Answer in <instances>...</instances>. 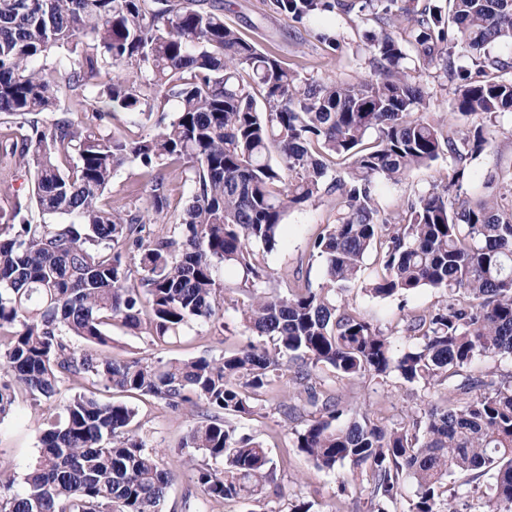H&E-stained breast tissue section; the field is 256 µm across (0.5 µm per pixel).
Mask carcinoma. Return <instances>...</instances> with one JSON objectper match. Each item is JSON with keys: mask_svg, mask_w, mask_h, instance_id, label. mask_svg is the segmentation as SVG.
<instances>
[{"mask_svg": "<svg viewBox=\"0 0 512 512\" xmlns=\"http://www.w3.org/2000/svg\"><path fill=\"white\" fill-rule=\"evenodd\" d=\"M271 5L296 21L335 10L373 16L379 30L366 50L375 78L302 77L227 26L222 0H0V114L15 117V167L31 174L29 193L0 211V419L22 391L44 426L23 492H12L15 473L0 469V512H160L174 475L162 450L131 430L137 409L100 398L102 388L199 417L182 447L203 457L184 464L207 512L266 486L281 500L268 448L229 421L253 414L276 378L294 390L281 405L285 420L309 406L316 415L292 429L296 448L318 469L349 467L338 495L365 483L371 512H391L410 478L417 491L408 512L468 500L469 509L512 512V380L466 371L512 356V183L474 202L434 186L389 217L376 193L379 179L397 182L445 152L461 163L491 143L493 119L512 109V78L465 81L455 114L481 121L462 134L445 131L403 66V43L418 69L441 65L453 75L448 43L479 58L496 41L512 42V0ZM62 48L66 56L51 60ZM63 87L92 121L59 111ZM118 109L161 113L157 131L116 136L108 124ZM332 159L345 163V176L328 177ZM129 162L151 173L145 215L99 203ZM176 162L194 193L173 234H155L147 225L167 215L166 169ZM324 195L336 222L308 251L323 264V284L269 289L264 254L284 243L288 211ZM33 204L36 224L26 218ZM370 253L372 297L440 294L403 319L397 333L415 343L399 355L392 333L347 299ZM220 267L241 280L227 283ZM229 291L245 296L236 311L257 336L238 351L112 356L107 327L144 325L152 342L168 344L192 322L219 320ZM325 369L348 381L396 376L428 395L446 380L448 399L390 428L367 416L342 423ZM65 383L83 390L65 397ZM490 471L493 483L480 485ZM456 472L469 479L449 481Z\"/></svg>", "mask_w": 512, "mask_h": 512, "instance_id": "cac0c4a2", "label": "carcinoma"}]
</instances>
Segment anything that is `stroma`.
Instances as JSON below:
<instances>
[{
    "instance_id": "stroma-1",
    "label": "stroma",
    "mask_w": 512,
    "mask_h": 512,
    "mask_svg": "<svg viewBox=\"0 0 512 512\" xmlns=\"http://www.w3.org/2000/svg\"><path fill=\"white\" fill-rule=\"evenodd\" d=\"M224 22L253 39L262 51L278 57L302 77L322 83H356L372 75L371 56L365 48L364 35L376 29L375 21L336 12L297 22L275 13L270 0H224ZM323 32L330 34V42L320 40L319 35ZM419 80L431 98L435 119L444 126L455 123L456 81L437 68L421 72ZM454 168L452 158L440 156L430 166L413 170L401 181L379 182L378 200L386 212L395 214L408 200L435 185L447 187L449 195L463 198L497 191L502 181L512 178V110L498 114L491 145L469 161L468 178L456 186L451 183ZM147 199L144 169L135 162L115 174L102 197L104 203L134 210L144 209ZM333 221L332 201L327 196L292 208L286 218V241L266 254L267 265L275 272L287 274L289 279L318 287L323 281V265L318 261L305 263L303 257L308 252L311 238ZM438 298V293L429 288L419 289L401 299L374 298L359 286L352 288L348 295L351 303L382 326L394 325L404 313L422 311ZM236 299L233 293L226 296L223 328L193 326L173 346L153 345L142 331L110 327L112 353L124 359L152 357L167 360L233 352L249 339L238 321ZM285 391V384L278 383L261 394V410L237 420L239 432L255 436L268 447L277 481L287 498L310 502L312 512H367L366 492L354 491L352 501L339 503L340 472L317 470L295 447L290 426L280 423L279 405ZM341 395L346 404L345 420L360 418L365 413L378 424L390 426L420 407L423 393L393 377L382 386L367 380L345 385ZM135 406L138 411L133 425L135 432L147 446L166 449L164 461L178 474L161 507L162 512H172L185 498L193 499L198 494L189 472L182 466L188 451L180 446L193 420L155 399L136 401ZM41 434L42 427L28 401L18 398L12 412L0 422V466L12 468L17 476H24L39 454Z\"/></svg>"
}]
</instances>
